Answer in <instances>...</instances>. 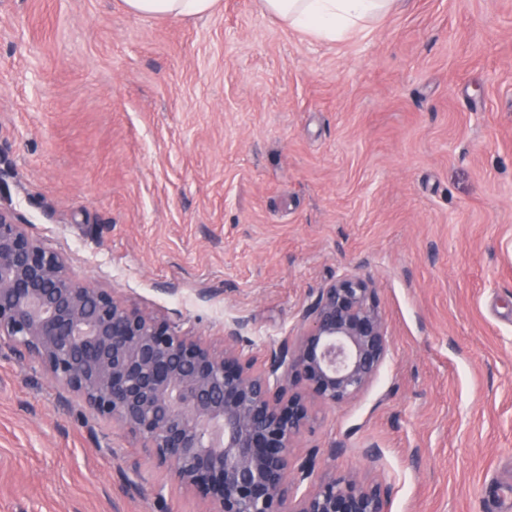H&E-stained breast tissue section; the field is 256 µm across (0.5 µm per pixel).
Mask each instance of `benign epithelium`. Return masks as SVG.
Returning a JSON list of instances; mask_svg holds the SVG:
<instances>
[{
    "instance_id": "obj_1",
    "label": "benign epithelium",
    "mask_w": 512,
    "mask_h": 512,
    "mask_svg": "<svg viewBox=\"0 0 512 512\" xmlns=\"http://www.w3.org/2000/svg\"><path fill=\"white\" fill-rule=\"evenodd\" d=\"M236 320L215 351L163 315L73 277L63 255L0 210V341L143 441L208 512H388V492L348 474L312 479L294 452L312 404L356 398L388 353L373 283L336 277L301 332L260 362ZM310 481L302 494L301 484Z\"/></svg>"
}]
</instances>
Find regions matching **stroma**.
I'll return each mask as SVG.
<instances>
[{
  "instance_id": "1",
  "label": "stroma",
  "mask_w": 512,
  "mask_h": 512,
  "mask_svg": "<svg viewBox=\"0 0 512 512\" xmlns=\"http://www.w3.org/2000/svg\"><path fill=\"white\" fill-rule=\"evenodd\" d=\"M0 209L214 349L247 320L261 359L320 288L370 279L388 357L313 405L298 454L390 512H494L512 486V0H394L341 42L263 0H0ZM205 509L0 343V512ZM126 10L145 17H196L209 14L217 0H123Z\"/></svg>"
}]
</instances>
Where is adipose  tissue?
<instances>
[{"instance_id": "ef3b65f1", "label": "adipose tissue", "mask_w": 512, "mask_h": 512, "mask_svg": "<svg viewBox=\"0 0 512 512\" xmlns=\"http://www.w3.org/2000/svg\"><path fill=\"white\" fill-rule=\"evenodd\" d=\"M128 12L145 17L209 14L217 0H123ZM394 0H263L266 11L317 37L344 40L368 21L388 12Z\"/></svg>"}]
</instances>
